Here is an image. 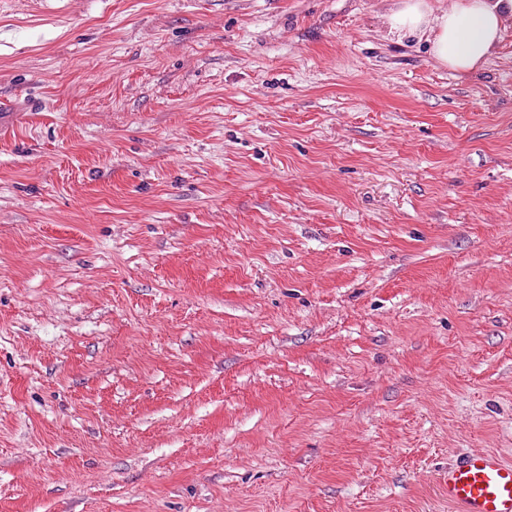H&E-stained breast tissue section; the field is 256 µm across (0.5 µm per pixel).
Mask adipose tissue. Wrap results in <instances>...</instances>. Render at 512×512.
<instances>
[{
    "instance_id": "obj_1",
    "label": "adipose tissue",
    "mask_w": 512,
    "mask_h": 512,
    "mask_svg": "<svg viewBox=\"0 0 512 512\" xmlns=\"http://www.w3.org/2000/svg\"><path fill=\"white\" fill-rule=\"evenodd\" d=\"M382 21L388 34L425 39L432 58L459 74L481 70L512 27V0H393Z\"/></svg>"
}]
</instances>
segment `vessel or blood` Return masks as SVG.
Returning a JSON list of instances; mask_svg holds the SVG:
<instances>
[{"label": "vessel or blood", "mask_w": 512, "mask_h": 512, "mask_svg": "<svg viewBox=\"0 0 512 512\" xmlns=\"http://www.w3.org/2000/svg\"><path fill=\"white\" fill-rule=\"evenodd\" d=\"M445 495L456 512H512V462L491 450L466 454L449 467Z\"/></svg>", "instance_id": "vessel-or-blood-1"}]
</instances>
